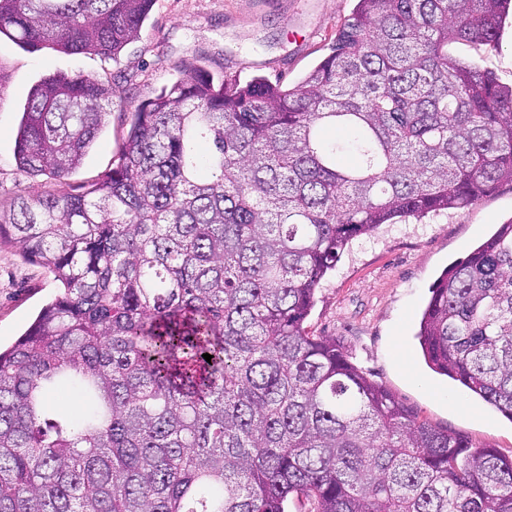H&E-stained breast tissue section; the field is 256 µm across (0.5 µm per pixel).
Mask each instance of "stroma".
Returning <instances> with one entry per match:
<instances>
[{"instance_id":"stroma-1","label":"stroma","mask_w":512,"mask_h":512,"mask_svg":"<svg viewBox=\"0 0 512 512\" xmlns=\"http://www.w3.org/2000/svg\"><path fill=\"white\" fill-rule=\"evenodd\" d=\"M355 0H157L138 41L117 59L28 51L0 37V204L32 191L79 195L117 162L135 106L181 77L182 61L207 69L214 84L255 76L291 86L329 54ZM471 61L512 84V23L494 46L455 43ZM85 75L111 88L102 130L88 158L64 182L31 179L14 160V138L31 87L53 71ZM512 220V189L478 203L385 224L354 240L315 296L305 325L336 339L350 361L421 420L512 455V422L469 390L433 372L417 337L431 288L497 226ZM57 284L13 246L0 247V343H12L52 300ZM458 406H451L449 398Z\"/></svg>"}]
</instances>
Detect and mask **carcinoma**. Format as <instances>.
<instances>
[{"label":"carcinoma","instance_id":"carcinoma-1","mask_svg":"<svg viewBox=\"0 0 512 512\" xmlns=\"http://www.w3.org/2000/svg\"><path fill=\"white\" fill-rule=\"evenodd\" d=\"M156 0H0L23 48L115 59ZM512 0H357L295 86L188 63L81 195L0 206L61 283L0 349V512H512V456L436 428L304 322L355 239L512 186V86L448 55ZM109 87L31 89L18 168L62 182ZM425 360L512 420V220L438 279ZM212 355L206 361L203 355ZM66 382L73 418L48 406Z\"/></svg>","mask_w":512,"mask_h":512}]
</instances>
